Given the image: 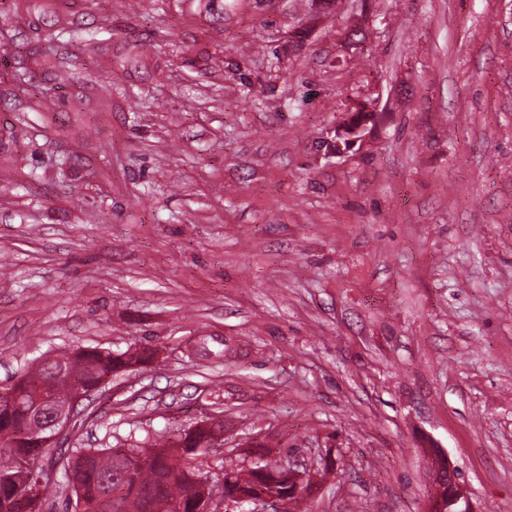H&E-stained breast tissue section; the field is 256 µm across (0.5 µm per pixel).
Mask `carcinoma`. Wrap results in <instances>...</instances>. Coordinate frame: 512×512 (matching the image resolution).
Masks as SVG:
<instances>
[{
	"label": "carcinoma",
	"instance_id": "obj_1",
	"mask_svg": "<svg viewBox=\"0 0 512 512\" xmlns=\"http://www.w3.org/2000/svg\"><path fill=\"white\" fill-rule=\"evenodd\" d=\"M129 364L124 355L92 350L63 352L42 360L17 379L18 399L12 411L0 412V512H34L17 492L13 477L27 464L45 478L41 496L48 494L53 479L37 465L40 451L18 433L29 428L28 416L34 408L38 386L48 370L63 371L56 392L67 393L73 383L93 384ZM209 434L200 432L193 439L180 438L177 451L163 444L138 448L128 455L121 448H76L73 458L63 465V473L73 495H82L85 512H141L130 494L137 486L155 488L154 512H171L180 504L182 512H192L187 498L188 483L200 470L199 458L209 454ZM257 478L256 468L231 470L222 476L231 491L249 488Z\"/></svg>",
	"mask_w": 512,
	"mask_h": 512
}]
</instances>
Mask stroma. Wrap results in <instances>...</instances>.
<instances>
[{"instance_id":"obj_1","label":"stroma","mask_w":512,"mask_h":512,"mask_svg":"<svg viewBox=\"0 0 512 512\" xmlns=\"http://www.w3.org/2000/svg\"><path fill=\"white\" fill-rule=\"evenodd\" d=\"M85 347L140 360L83 447L512 512V0H0V384ZM429 452L432 457L431 478L434 488L425 511L474 512L470 492L461 481L457 468L434 448L429 449Z\"/></svg>"}]
</instances>
